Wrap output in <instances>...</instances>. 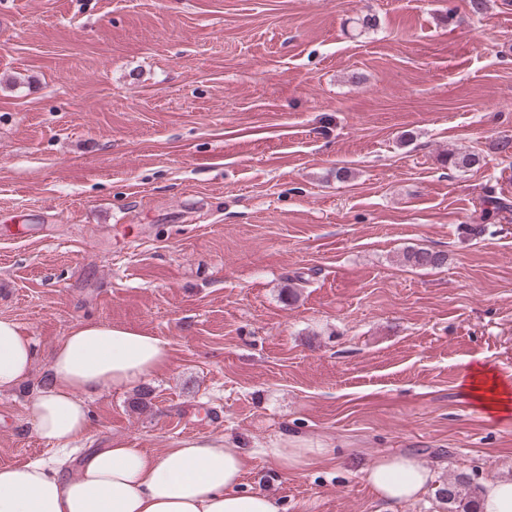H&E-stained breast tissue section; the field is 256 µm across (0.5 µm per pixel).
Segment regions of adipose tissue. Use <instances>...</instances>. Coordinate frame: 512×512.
<instances>
[{
    "label": "adipose tissue",
    "instance_id": "ef3b65f1",
    "mask_svg": "<svg viewBox=\"0 0 512 512\" xmlns=\"http://www.w3.org/2000/svg\"><path fill=\"white\" fill-rule=\"evenodd\" d=\"M169 363L166 340L144 330L103 321L73 324L49 359L51 383L33 402V429L49 443L83 437L89 411L82 395L127 389ZM34 368L30 340L12 319L0 318V393L14 389ZM468 395L494 413L512 412V383L485 366H471ZM322 443L284 438L263 449L283 469H296L325 455ZM245 458L224 437L180 441L151 455L124 440L93 448L66 472L34 461L0 467V512H279L262 492L242 491ZM365 479L383 500L407 503L432 479L426 463L411 454L379 457Z\"/></svg>",
    "mask_w": 512,
    "mask_h": 512
}]
</instances>
